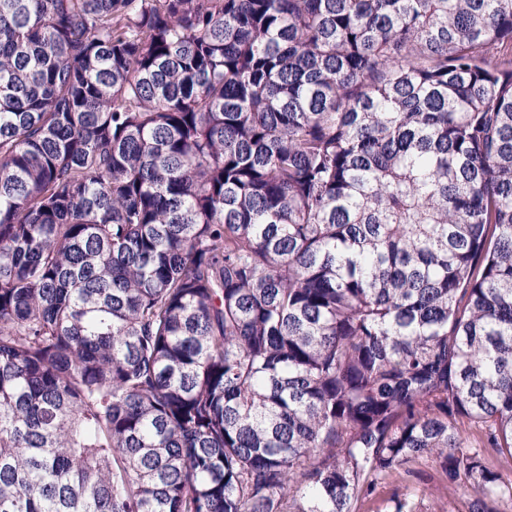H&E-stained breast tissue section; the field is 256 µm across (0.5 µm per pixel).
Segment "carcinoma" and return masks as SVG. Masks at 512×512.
Here are the masks:
<instances>
[{
	"label": "carcinoma",
	"instance_id": "cac0c4a2",
	"mask_svg": "<svg viewBox=\"0 0 512 512\" xmlns=\"http://www.w3.org/2000/svg\"><path fill=\"white\" fill-rule=\"evenodd\" d=\"M424 457L512 503V0H0V512Z\"/></svg>",
	"mask_w": 512,
	"mask_h": 512
}]
</instances>
